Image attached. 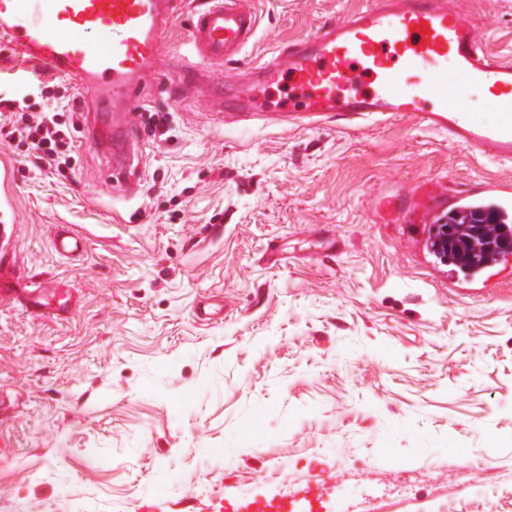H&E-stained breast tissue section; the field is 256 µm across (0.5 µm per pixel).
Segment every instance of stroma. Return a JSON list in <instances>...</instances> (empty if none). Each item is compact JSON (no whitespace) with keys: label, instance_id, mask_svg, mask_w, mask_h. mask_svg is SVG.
I'll use <instances>...</instances> for the list:
<instances>
[{"label":"stroma","instance_id":"stroma-1","mask_svg":"<svg viewBox=\"0 0 512 512\" xmlns=\"http://www.w3.org/2000/svg\"><path fill=\"white\" fill-rule=\"evenodd\" d=\"M202 2L181 0L119 116L132 191L85 133L63 178L0 145V512H213L228 487L307 484L329 512H512V274L452 294L428 224L399 220L512 166L406 118L292 126L175 102ZM363 3L250 0L256 38L218 74L245 87L250 61ZM463 8L512 57V0ZM68 86L0 41V98L51 108ZM59 224L81 256L54 252ZM34 275L71 286L64 317L22 312Z\"/></svg>","mask_w":512,"mask_h":512}]
</instances>
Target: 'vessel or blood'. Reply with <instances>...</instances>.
I'll list each match as a JSON object with an SVG mask.
<instances>
[{"mask_svg":"<svg viewBox=\"0 0 512 512\" xmlns=\"http://www.w3.org/2000/svg\"><path fill=\"white\" fill-rule=\"evenodd\" d=\"M175 0H0V35L37 64L96 89L113 111L139 104L141 79L156 66L175 18ZM463 0H368L361 10L330 20L253 65L247 91L212 81L210 92L223 112H275L289 124L369 116L419 120L452 142L501 164H512V59L485 49L466 16ZM190 52L175 74L179 99L201 79L240 61L257 30L245 0H205L189 22ZM498 112L491 125L471 118L472 91ZM88 140L113 155L110 178L129 160L125 131L90 126ZM490 203L512 217V184L486 179L466 193L449 192L444 203ZM61 256L84 251L83 237L58 225L52 239ZM70 293L58 281L38 280L21 305L35 317L66 311ZM223 512H291L284 496L244 498L225 491Z\"/></svg>","mask_w":512,"mask_h":512,"instance_id":"b4317fda","label":"vessel or blood"}]
</instances>
